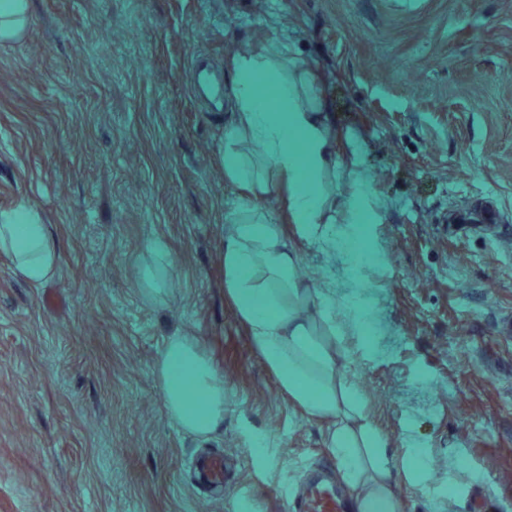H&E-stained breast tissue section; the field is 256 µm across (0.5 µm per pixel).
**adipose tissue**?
Returning <instances> with one entry per match:
<instances>
[{"label": "adipose tissue", "mask_w": 512, "mask_h": 512, "mask_svg": "<svg viewBox=\"0 0 512 512\" xmlns=\"http://www.w3.org/2000/svg\"><path fill=\"white\" fill-rule=\"evenodd\" d=\"M231 122L224 141V175L240 190V221L224 238V286L254 349L282 393L310 419L324 422V442L336 462L354 512H402L399 477L421 484L426 469L414 454H397L365 399L356 367L371 357L365 329L347 296L300 283L298 252L272 225L269 200L285 202L302 235L331 251L326 213L340 198L321 185L308 198L295 184L303 166L317 176L336 166L319 88L307 61L278 40L240 43L233 53ZM0 243L30 282L47 279L57 246L29 211L6 216ZM168 417L201 439L224 421L227 384L189 336L168 340L158 361Z\"/></svg>", "instance_id": "obj_1"}]
</instances>
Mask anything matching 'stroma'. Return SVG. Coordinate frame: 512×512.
<instances>
[{
    "instance_id": "35a3bbf8",
    "label": "stroma",
    "mask_w": 512,
    "mask_h": 512,
    "mask_svg": "<svg viewBox=\"0 0 512 512\" xmlns=\"http://www.w3.org/2000/svg\"><path fill=\"white\" fill-rule=\"evenodd\" d=\"M26 3L23 39L0 43V215L34 212L59 260L36 285L0 251V512H276L307 469H335L224 293L230 115L190 85L195 58L225 75L268 39L320 85L345 201L328 228L357 216L356 269L269 207L298 273L371 284L383 352L361 387L428 473L399 485L404 512H512V0ZM488 200L497 229L447 223ZM171 336L229 385L208 439L164 409ZM214 453L224 481L205 485L187 462Z\"/></svg>"
}]
</instances>
